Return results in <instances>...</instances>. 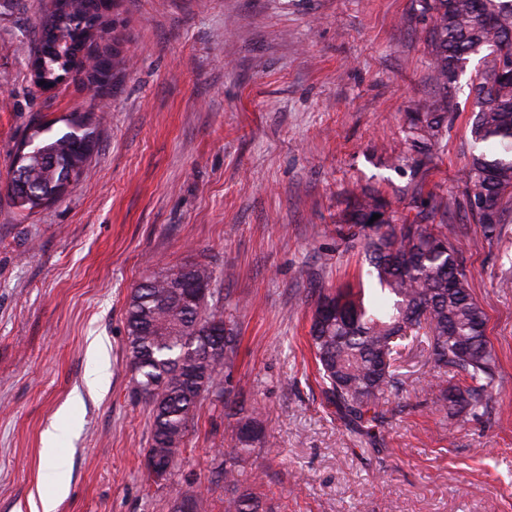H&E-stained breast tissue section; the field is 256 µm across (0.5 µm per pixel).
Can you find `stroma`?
<instances>
[{
    "mask_svg": "<svg viewBox=\"0 0 512 512\" xmlns=\"http://www.w3.org/2000/svg\"><path fill=\"white\" fill-rule=\"evenodd\" d=\"M50 3L0 0V512H31L48 493L43 438L56 422L69 479L56 512H169L197 492L224 512L210 459L233 451L238 420L211 404L170 483L149 491L140 478L151 419L133 393L124 307L147 274L188 260L213 268L241 338L224 386L260 412L252 463L271 512H512V197L492 238L460 213L435 217L488 314L502 380L488 415L442 411L451 380L415 347L379 440L351 435L324 404L307 342L318 293L365 278L336 235L354 193L379 191L398 217L462 194L480 56L418 171L396 161L408 112L437 92L418 0H112L121 69L100 93L33 84ZM74 113L96 132L79 182L20 212L5 187L22 140ZM94 342L108 377L92 388Z\"/></svg>",
    "mask_w": 512,
    "mask_h": 512,
    "instance_id": "1",
    "label": "stroma"
}]
</instances>
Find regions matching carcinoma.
<instances>
[{"label":"carcinoma","instance_id":"cac0c4a2","mask_svg":"<svg viewBox=\"0 0 512 512\" xmlns=\"http://www.w3.org/2000/svg\"><path fill=\"white\" fill-rule=\"evenodd\" d=\"M432 25L424 29L432 58L431 80L441 94L408 115L404 130L408 159L415 168L432 161V151L456 111L452 85L471 54L491 47L486 67L472 84L469 122L472 153L464 166L465 203L474 223L493 236L503 223V198L512 190V0H420ZM105 14L97 0H51L38 22L41 77L51 83L70 68L86 74L99 89L112 86L115 58L99 53ZM28 140L42 161L28 159L30 192L9 193L12 204L33 212L55 202L61 181L80 178L94 143V131L73 117L65 128L33 129ZM379 219L371 221L373 215ZM341 223L359 237L372 298L320 293L309 340L327 405L348 421L351 431L372 436L381 423L379 405L400 381L392 366L379 360L398 354L396 336L420 340L441 374L461 381L443 392L442 406L456 417L488 413L500 388L498 362L487 337L488 316L475 300L448 225L432 223V213L414 218L386 216L384 198L371 191L354 196ZM179 275L204 285L205 293L188 303L173 288ZM213 269L186 261L163 267L131 289L124 313L127 359L137 396L150 408L149 448L141 477L158 488L172 478L186 452L187 436L208 399L240 416L238 448L212 456V474L224 482V512H267L248 487L259 475L248 469L255 444L262 442L257 412L231 409L224 368L237 354L238 336L224 319V302L213 288Z\"/></svg>","mask_w":512,"mask_h":512}]
</instances>
